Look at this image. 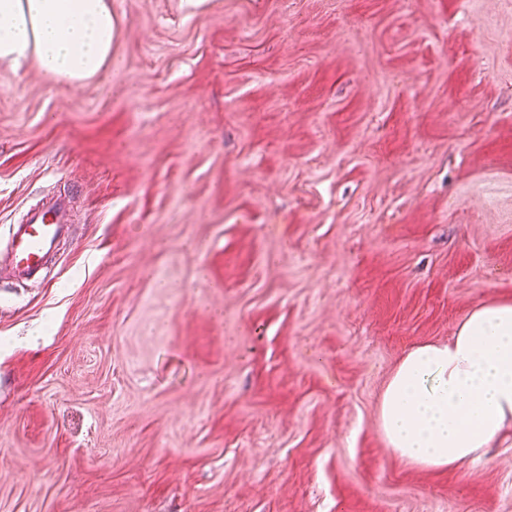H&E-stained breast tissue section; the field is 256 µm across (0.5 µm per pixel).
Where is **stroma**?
Returning a JSON list of instances; mask_svg holds the SVG:
<instances>
[{"mask_svg":"<svg viewBox=\"0 0 512 512\" xmlns=\"http://www.w3.org/2000/svg\"><path fill=\"white\" fill-rule=\"evenodd\" d=\"M112 67L0 70V512H512L377 426L398 361L512 298V0H112ZM73 222L70 198L53 195L43 197L16 224H9L3 254L13 282L25 284L39 278L70 235Z\"/></svg>","mask_w":512,"mask_h":512,"instance_id":"obj_1","label":"stroma"}]
</instances>
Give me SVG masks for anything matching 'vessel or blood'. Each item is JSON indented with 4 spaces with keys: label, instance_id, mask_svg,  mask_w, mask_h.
Segmentation results:
<instances>
[{
    "label": "vessel or blood",
    "instance_id": "1",
    "mask_svg": "<svg viewBox=\"0 0 512 512\" xmlns=\"http://www.w3.org/2000/svg\"><path fill=\"white\" fill-rule=\"evenodd\" d=\"M72 228L71 200L61 195L43 197L17 223L9 225L0 255L5 258L13 282L24 284L39 278Z\"/></svg>",
    "mask_w": 512,
    "mask_h": 512
}]
</instances>
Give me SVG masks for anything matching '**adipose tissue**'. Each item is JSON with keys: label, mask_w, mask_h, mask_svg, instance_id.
I'll list each match as a JSON object with an SVG mask.
<instances>
[{"label": "adipose tissue", "mask_w": 512, "mask_h": 512, "mask_svg": "<svg viewBox=\"0 0 512 512\" xmlns=\"http://www.w3.org/2000/svg\"><path fill=\"white\" fill-rule=\"evenodd\" d=\"M111 0H0V66L36 60L81 83L112 65ZM377 422L399 459L451 469L512 429V299L477 305L445 342L416 345L378 403Z\"/></svg>", "instance_id": "1"}]
</instances>
